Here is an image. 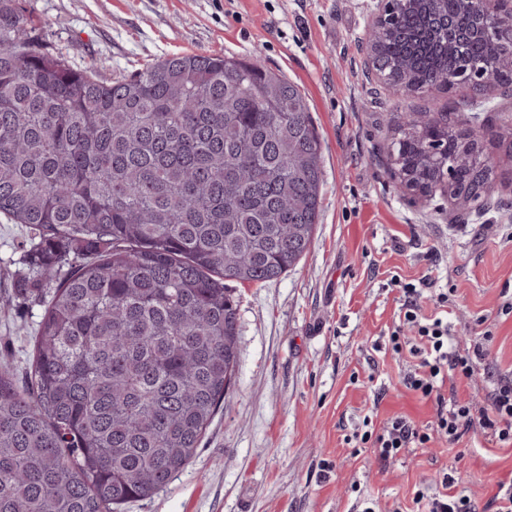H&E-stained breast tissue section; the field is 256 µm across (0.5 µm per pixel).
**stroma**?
<instances>
[{
	"mask_svg": "<svg viewBox=\"0 0 512 512\" xmlns=\"http://www.w3.org/2000/svg\"><path fill=\"white\" fill-rule=\"evenodd\" d=\"M42 36L74 67L134 69L175 53L257 57L305 93L322 149L319 222L307 254L287 275L236 288L239 352L234 384L192 462L163 491L122 512H356V497L380 512H405L415 485L458 472L479 501L512 480V446L481 432L464 451L437 439L381 468L372 449L345 434L370 411L379 419L433 418L403 385L411 362L387 343L400 306L391 275L417 279L439 250L438 287L455 285V342L494 333L490 361L512 370V316L499 315L512 289V157L496 144L512 128V99L480 121L487 153L505 179L491 206L448 221L441 192L418 199L395 185L389 145L399 116L441 115L452 95H396L366 76L361 50L368 0H30ZM34 231L0 216V361L26 382L41 307L21 304L14 280Z\"/></svg>",
	"mask_w": 512,
	"mask_h": 512,
	"instance_id": "1",
	"label": "stroma"
}]
</instances>
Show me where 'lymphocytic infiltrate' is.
I'll use <instances>...</instances> for the list:
<instances>
[{
  "mask_svg": "<svg viewBox=\"0 0 512 512\" xmlns=\"http://www.w3.org/2000/svg\"><path fill=\"white\" fill-rule=\"evenodd\" d=\"M391 282L403 297L399 321L389 335L392 351L414 357L403 384L420 400L432 404L434 419L421 425L401 414L379 429L345 436V443L374 449L383 464L412 449L426 447L436 437L445 439L449 446L459 445L475 430L489 434L492 442L512 445L511 376L501 377L479 407L460 401L455 389L448 386L449 380L474 377L477 362L489 353L492 335H485L483 343L473 349H457L452 344L453 326L447 317L424 316L418 304L424 290L434 286V277L427 274L413 283L395 276ZM412 501L414 512H512V482L499 484L497 492L481 505L458 478L447 472L439 486H415Z\"/></svg>",
  "mask_w": 512,
  "mask_h": 512,
  "instance_id": "1",
  "label": "lymphocytic infiltrate"
}]
</instances>
